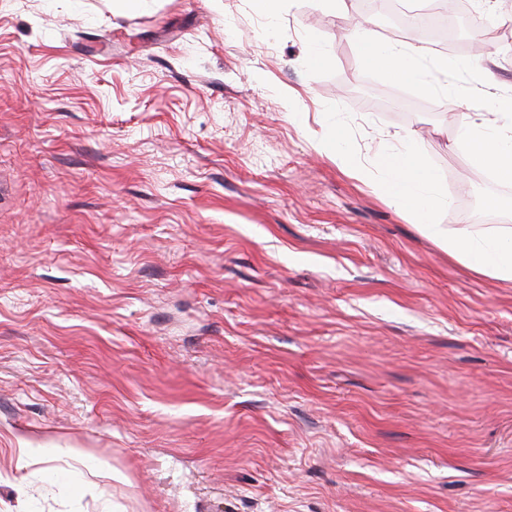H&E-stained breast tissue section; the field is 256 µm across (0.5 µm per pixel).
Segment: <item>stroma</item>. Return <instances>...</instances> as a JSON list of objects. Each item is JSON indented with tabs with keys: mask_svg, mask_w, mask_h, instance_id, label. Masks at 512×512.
<instances>
[{
	"mask_svg": "<svg viewBox=\"0 0 512 512\" xmlns=\"http://www.w3.org/2000/svg\"><path fill=\"white\" fill-rule=\"evenodd\" d=\"M477 13L416 112L344 35L365 0H0V512H512V282L377 185L410 132L435 223L512 225L461 140L512 101V0ZM26 442L105 469L38 494ZM335 114L333 112L326 113L325 129L327 134L319 144V147L335 154L336 160L346 162L349 155L348 144L340 131V125L336 120Z\"/></svg>",
	"mask_w": 512,
	"mask_h": 512,
	"instance_id": "35a3bbf8",
	"label": "stroma"
}]
</instances>
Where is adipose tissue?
Wrapping results in <instances>:
<instances>
[{
    "instance_id": "ef3b65f1",
    "label": "adipose tissue",
    "mask_w": 512,
    "mask_h": 512,
    "mask_svg": "<svg viewBox=\"0 0 512 512\" xmlns=\"http://www.w3.org/2000/svg\"><path fill=\"white\" fill-rule=\"evenodd\" d=\"M364 62L385 76H395L433 94L450 93V85L435 86L426 77L421 63L422 48L383 43L372 36H357ZM462 141L469 148L472 165L502 179H512V113L498 112L482 122H469L462 128ZM380 182L393 204L414 214L424 233L440 248L465 266L485 277L512 281V226L476 225L475 229L456 235L443 233L431 221L436 209L448 206L441 194L435 172L426 165L412 146L411 136H404L403 148L380 164ZM29 462L44 465V477L53 484H66L79 490L78 474L54 468V461L69 454L65 448L27 446L20 451Z\"/></svg>"
}]
</instances>
